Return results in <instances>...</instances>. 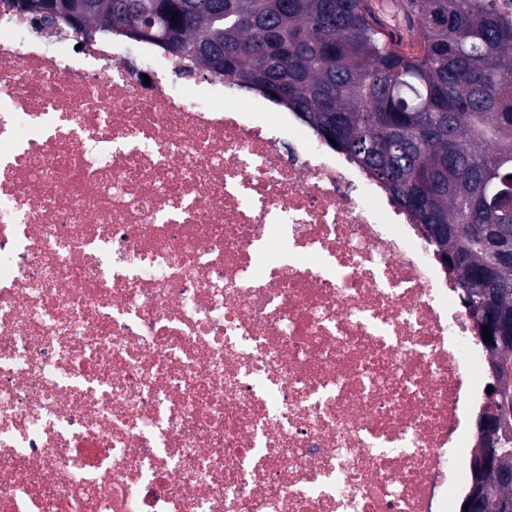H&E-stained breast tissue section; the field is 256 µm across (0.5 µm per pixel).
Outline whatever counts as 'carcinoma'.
<instances>
[{
	"label": "carcinoma",
	"instance_id": "1",
	"mask_svg": "<svg viewBox=\"0 0 512 512\" xmlns=\"http://www.w3.org/2000/svg\"><path fill=\"white\" fill-rule=\"evenodd\" d=\"M87 34L129 35L281 105L375 179L457 275L475 315L512 317V210L487 178L512 175V7L401 0L420 52L406 54L370 0H9ZM512 421V341L489 348Z\"/></svg>",
	"mask_w": 512,
	"mask_h": 512
}]
</instances>
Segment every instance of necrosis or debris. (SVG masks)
I'll use <instances>...</instances> for the list:
<instances>
[{"instance_id":"1","label":"necrosis or debris","mask_w":512,"mask_h":512,"mask_svg":"<svg viewBox=\"0 0 512 512\" xmlns=\"http://www.w3.org/2000/svg\"><path fill=\"white\" fill-rule=\"evenodd\" d=\"M0 5V512H454L489 353L271 102Z\"/></svg>"}]
</instances>
